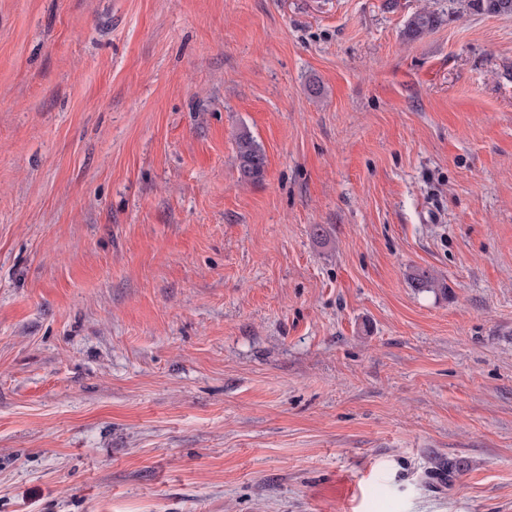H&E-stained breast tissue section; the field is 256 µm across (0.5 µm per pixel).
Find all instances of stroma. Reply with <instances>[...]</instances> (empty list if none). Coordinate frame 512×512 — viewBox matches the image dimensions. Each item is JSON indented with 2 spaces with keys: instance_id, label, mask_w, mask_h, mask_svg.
<instances>
[{
  "instance_id": "1",
  "label": "stroma",
  "mask_w": 512,
  "mask_h": 512,
  "mask_svg": "<svg viewBox=\"0 0 512 512\" xmlns=\"http://www.w3.org/2000/svg\"><path fill=\"white\" fill-rule=\"evenodd\" d=\"M0 512H512V16L0 0ZM439 22L440 16L434 11L423 10L414 13L407 21L405 34L410 39L419 38L436 28ZM236 145L241 178L246 182L260 181L266 166L263 151L247 131L237 134Z\"/></svg>"
}]
</instances>
